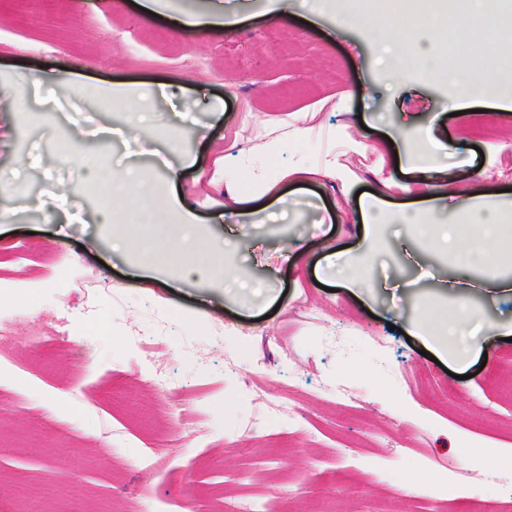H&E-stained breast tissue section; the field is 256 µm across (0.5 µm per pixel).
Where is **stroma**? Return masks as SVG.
Masks as SVG:
<instances>
[{"instance_id": "1", "label": "stroma", "mask_w": 512, "mask_h": 512, "mask_svg": "<svg viewBox=\"0 0 512 512\" xmlns=\"http://www.w3.org/2000/svg\"><path fill=\"white\" fill-rule=\"evenodd\" d=\"M208 0H168L145 18L136 0H0V512H18L21 486H64L47 512H141L142 498L179 512L274 501L279 512H469L493 502L512 512V294L468 291L481 326L477 351L460 363L423 356L410 336L419 304L453 305L440 291L461 276L455 259L404 250L409 230L382 227L372 292L336 286L327 256L358 253L360 189L395 203L382 179H413L378 150L400 119L433 126L448 142L450 190L512 202V111L471 113L448 81L416 67L392 69L376 37L310 0H224L230 26L192 40L177 17ZM290 18L278 20L280 8ZM74 73L82 91L21 111L25 76ZM146 87L147 112H115L100 89ZM313 114L318 133L289 143L286 166L317 160L336 137L368 148L344 155L354 182L289 186L294 206L280 222L296 257L288 272L266 224H230L224 210L227 153L250 149L268 114ZM162 115L151 141L137 121ZM98 166L134 168L174 193L209 241L231 242L253 281L232 293L154 275L137 245L112 247L113 229L146 235L150 225L118 213L84 167L61 160V142ZM195 165L185 166L186 157ZM182 176L170 183L171 169ZM65 191L45 196L46 183ZM160 346L148 356L142 342ZM181 398L162 407L157 371ZM288 404L270 414V399ZM199 416L204 435L179 438L180 415ZM486 461L464 462L470 442ZM172 449L161 473L139 471L148 448ZM422 487L400 492L403 475Z\"/></svg>"}]
</instances>
